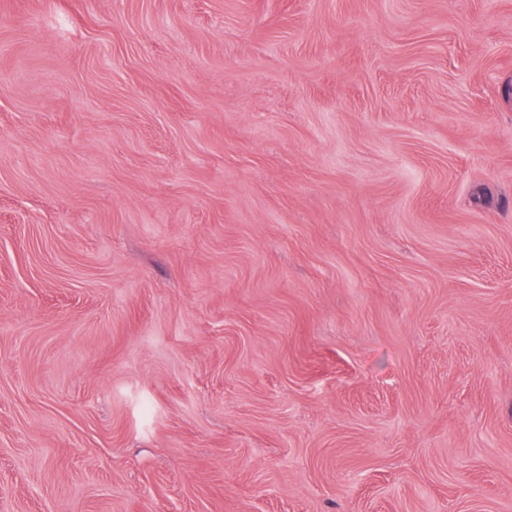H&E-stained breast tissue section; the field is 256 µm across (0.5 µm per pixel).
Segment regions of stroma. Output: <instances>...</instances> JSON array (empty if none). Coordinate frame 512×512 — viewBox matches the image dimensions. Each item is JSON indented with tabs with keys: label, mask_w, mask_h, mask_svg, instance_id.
Returning a JSON list of instances; mask_svg holds the SVG:
<instances>
[{
	"label": "stroma",
	"mask_w": 512,
	"mask_h": 512,
	"mask_svg": "<svg viewBox=\"0 0 512 512\" xmlns=\"http://www.w3.org/2000/svg\"><path fill=\"white\" fill-rule=\"evenodd\" d=\"M0 512H512V0H0Z\"/></svg>",
	"instance_id": "35a3bbf8"
}]
</instances>
